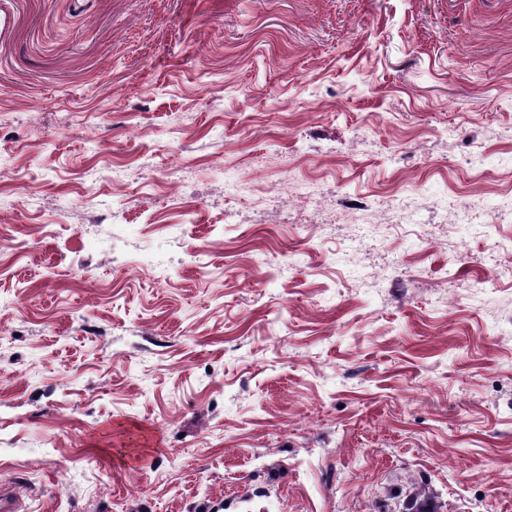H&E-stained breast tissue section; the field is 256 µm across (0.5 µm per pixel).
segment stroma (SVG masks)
Wrapping results in <instances>:
<instances>
[{"label":"stroma","instance_id":"obj_1","mask_svg":"<svg viewBox=\"0 0 512 512\" xmlns=\"http://www.w3.org/2000/svg\"><path fill=\"white\" fill-rule=\"evenodd\" d=\"M0 238L32 512H512V0H0Z\"/></svg>","mask_w":512,"mask_h":512}]
</instances>
